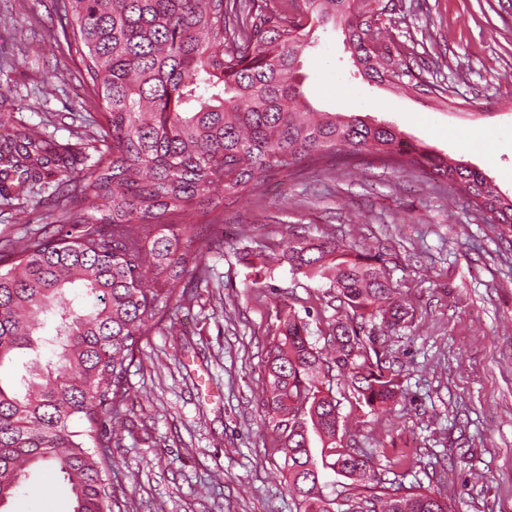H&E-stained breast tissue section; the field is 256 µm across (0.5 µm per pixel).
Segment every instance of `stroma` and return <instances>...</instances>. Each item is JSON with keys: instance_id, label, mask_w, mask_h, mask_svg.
<instances>
[{"instance_id": "35a3bbf8", "label": "stroma", "mask_w": 512, "mask_h": 512, "mask_svg": "<svg viewBox=\"0 0 512 512\" xmlns=\"http://www.w3.org/2000/svg\"><path fill=\"white\" fill-rule=\"evenodd\" d=\"M54 18L52 0L30 11L0 0V121L45 128L79 167L101 113L77 64L46 37ZM384 24L447 103L363 81L331 28L316 30L304 55L309 100L391 124L512 197V0H394ZM59 179L54 170L33 190L0 192V241L54 221ZM220 220L224 248L207 258L208 281L142 339L130 369L112 477L121 512H296L264 425V360L287 306L308 313L309 340L326 349L336 292L260 260L300 231L330 229L379 251L414 307L377 340L401 369L392 408L371 409L334 381L346 442L374 453L387 479L440 493L452 512H512V247L498 226L448 186L377 163L267 181ZM0 512H72V501L45 469Z\"/></svg>"}]
</instances>
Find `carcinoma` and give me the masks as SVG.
Here are the masks:
<instances>
[{"label": "carcinoma", "mask_w": 512, "mask_h": 512, "mask_svg": "<svg viewBox=\"0 0 512 512\" xmlns=\"http://www.w3.org/2000/svg\"><path fill=\"white\" fill-rule=\"evenodd\" d=\"M384 0H55L48 31L80 66L102 109L87 143L92 163L67 170L66 148L24 127L0 143V174L31 188L49 166L63 169L53 231L0 251V368L18 350L59 346L56 360L30 361L13 385L0 382V507L49 466L67 484L72 512H112L114 425L130 401L127 377L140 341L162 313L192 299L209 278L206 258L222 241L194 224L145 227L196 202L214 211L260 189L266 176L304 166L352 165L368 157L399 172L419 169L451 184L486 222L512 235V198L485 175L408 140L367 115L319 112L307 98L301 62L313 32L342 30L362 79L444 98L393 53ZM83 202L97 216L73 211ZM296 273L329 278L351 320L331 324V353L308 340V322L279 317L266 354L262 406L282 454L296 512H450L423 486L385 478L375 455L344 442L333 371L373 407L401 394L395 363L376 333L410 316L380 254L324 231L302 232L281 256ZM380 324L366 328L367 320ZM51 323L53 334L43 329ZM321 447H311L310 434ZM326 471L355 485L323 493Z\"/></svg>", "instance_id": "carcinoma-1"}]
</instances>
